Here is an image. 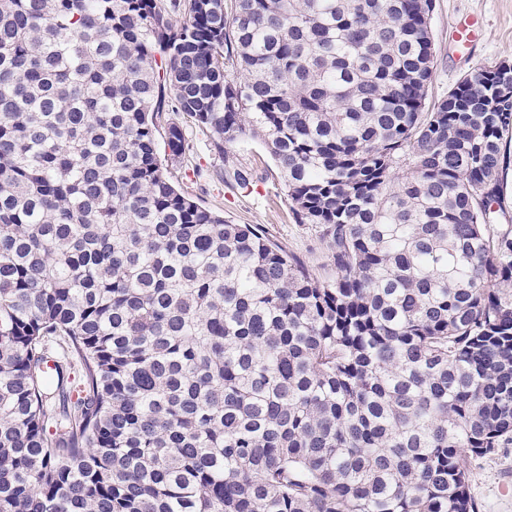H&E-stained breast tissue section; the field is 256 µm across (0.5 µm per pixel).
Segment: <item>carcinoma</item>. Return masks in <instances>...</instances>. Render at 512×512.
<instances>
[{
	"instance_id": "cac0c4a2",
	"label": "carcinoma",
	"mask_w": 512,
	"mask_h": 512,
	"mask_svg": "<svg viewBox=\"0 0 512 512\" xmlns=\"http://www.w3.org/2000/svg\"><path fill=\"white\" fill-rule=\"evenodd\" d=\"M432 12L0 0V512H476L466 454L512 434V95L482 66L425 109ZM168 99L220 153L264 140L334 278L176 186Z\"/></svg>"
}]
</instances>
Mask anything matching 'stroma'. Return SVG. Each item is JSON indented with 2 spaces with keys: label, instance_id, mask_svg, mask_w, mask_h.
<instances>
[{
  "label": "stroma",
  "instance_id": "stroma-1",
  "mask_svg": "<svg viewBox=\"0 0 512 512\" xmlns=\"http://www.w3.org/2000/svg\"><path fill=\"white\" fill-rule=\"evenodd\" d=\"M471 21L474 41L461 48L455 40L459 23ZM431 31L435 73L427 103L447 95L471 68L507 61L512 63V0H434ZM189 148L174 165L184 189L200 205L223 214L233 224L262 227L289 254L304 261L312 273L325 280L335 276L324 232L317 224L294 219L286 197L278 193L277 171L260 140L241 137L227 143L223 153L209 146L198 128L186 130ZM248 172L249 185L239 188L229 171ZM469 489L478 512H512V441L494 452L467 459Z\"/></svg>",
  "mask_w": 512,
  "mask_h": 512
}]
</instances>
